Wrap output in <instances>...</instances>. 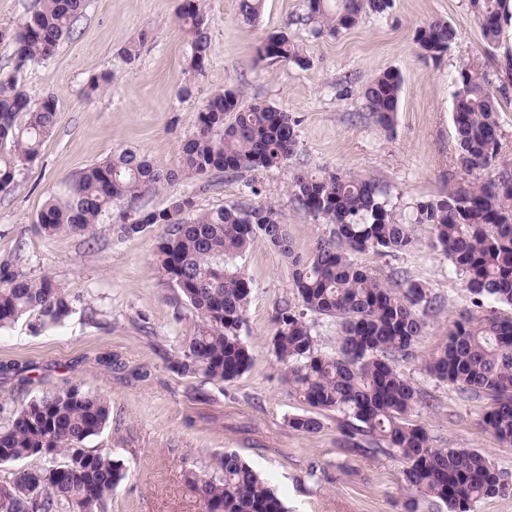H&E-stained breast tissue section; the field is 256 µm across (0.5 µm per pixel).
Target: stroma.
<instances>
[{"label": "stroma", "mask_w": 512, "mask_h": 512, "mask_svg": "<svg viewBox=\"0 0 512 512\" xmlns=\"http://www.w3.org/2000/svg\"><path fill=\"white\" fill-rule=\"evenodd\" d=\"M179 3L87 0L73 37L48 61L18 75L32 101L55 96L57 123L38 159L21 167L15 190L0 194V260L16 259L33 278L52 276L75 303L59 324L36 328L31 314L0 330V426L31 400L72 385L107 395L110 421L86 445L111 449L128 473L106 512H204L186 474L217 468L227 450L268 480L288 512H401L399 464L344 447L339 413L318 412L322 427L310 434L289 425L307 408L282 384L273 351L271 315L292 292L291 269L277 249L259 240L234 261L252 282L241 331L252 361L238 378L218 384L171 368L193 314L155 263L163 225L120 242L105 223L90 248L79 234L45 236L35 221L49 195L64 192L67 176L115 151L133 149L175 163L207 98L227 87L243 102L290 113L298 122L296 156L279 167L178 181L146 197L147 209H163L184 193L194 195L201 211L272 202L296 254L304 257L330 227L298 206L289 185L296 171L329 168L375 181L397 216L408 217L416 202L443 198L470 182L456 163L454 79L461 68L474 66L497 81L499 59L512 53V21L493 48L467 0H393L389 14L362 15L333 38L314 35L305 20L306 0H265L252 22L242 19L239 0H206L210 52L196 73L187 64ZM436 20L450 23L457 37L433 61L420 56L414 38L419 25ZM281 31L296 40L308 65L259 60L262 42ZM134 41L139 54L124 63L119 52ZM387 69L402 77L391 133L375 124L363 96ZM106 72L110 84L91 91L92 79ZM185 86L191 89L186 98L180 95ZM415 237L407 251L367 252L355 260L383 278L405 271L442 302L415 346V359L400 365L435 403L416 421L435 445L478 450L512 476V447L477 426L486 400L467 398L421 365L454 322L487 317L494 305H473L447 256L433 248L431 226L416 225Z\"/></svg>", "instance_id": "35a3bbf8"}]
</instances>
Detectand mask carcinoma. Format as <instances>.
<instances>
[{"label": "carcinoma", "instance_id": "1", "mask_svg": "<svg viewBox=\"0 0 512 512\" xmlns=\"http://www.w3.org/2000/svg\"><path fill=\"white\" fill-rule=\"evenodd\" d=\"M85 6L86 0H38L16 27L0 30V41L12 45L14 59V70L0 73V193L15 189L20 166L39 156L56 125L55 98L31 101L18 86V74L55 55L73 36ZM262 6L263 0H240L239 12L254 21ZM391 7L392 0H307L306 19L316 34L333 37L362 14L383 16ZM468 9L484 41L498 45L512 13L509 0H468ZM177 19L188 37V67L201 72L210 50V19L201 0H182ZM455 38V28L441 21L426 22L415 33L421 55L435 61ZM259 57L307 64L284 32L265 39ZM500 70L496 86L471 66L455 79L457 163L480 178L444 199L415 203L411 223L397 218L374 181L336 169L301 171L291 181L298 205L333 225L329 238L319 240L305 259L295 255L270 204L199 213L194 197L183 194L164 209L143 210L141 201L164 184L214 170L268 169L296 156L297 120L266 103L245 104L226 88L207 100L198 128L174 164L120 151L72 176L62 196L50 197L37 215L38 230L46 236L68 230L93 239L107 215L124 240L165 225L156 246L158 269L196 317L172 368L216 383L235 379L251 361L241 330L252 284L230 262L258 239L277 248L293 267L291 296L272 314L274 351L289 393L314 410L342 414L338 428L346 447L368 448L402 465L407 491L402 512H418L422 501L447 512H473L482 499L512 494V481L477 450L435 446L414 420L432 403L399 370L400 363L415 357L414 346L437 300L404 272L385 281L354 256L406 251L414 245V225L428 224L433 247L448 256L473 304L512 310V169L497 166L501 103L512 99V54L500 62ZM401 89V75L392 69L364 89L374 122L386 132L395 130ZM72 311L69 295L51 277L33 279L12 261H0V329L31 313L42 327L57 324ZM309 313L316 319L308 320ZM320 319L336 324V348L319 347ZM424 366L461 393L491 400L478 425L512 447V314L456 322ZM111 413L105 395L77 385L15 412L0 427V465L36 455L44 462L17 471L3 484L0 512H104L125 467L112 452L90 450L84 443L104 430ZM289 424L304 433L321 428L310 415L295 416ZM187 482L205 512H288L269 483L234 451L224 452L218 469L192 473Z\"/></svg>", "mask_w": 512, "mask_h": 512}]
</instances>
